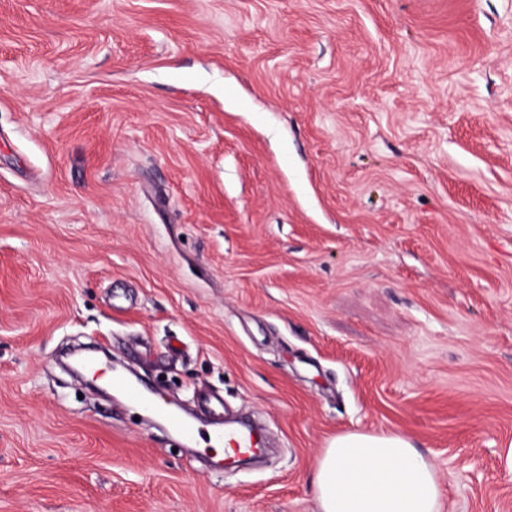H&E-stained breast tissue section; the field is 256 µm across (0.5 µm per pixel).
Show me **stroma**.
I'll return each mask as SVG.
<instances>
[{
    "mask_svg": "<svg viewBox=\"0 0 512 512\" xmlns=\"http://www.w3.org/2000/svg\"><path fill=\"white\" fill-rule=\"evenodd\" d=\"M354 430L512 512V0H0V512H318ZM112 385L120 391L125 392L130 401H142L146 409L154 411L159 418L166 419L175 430L187 438H193L196 435L197 431L195 425L179 417L171 415L167 408L161 406V400L154 401L145 399L143 397L142 391L129 386L127 382L118 375H112ZM211 437L214 442V446L220 447L216 448L219 454L224 450L226 455L230 453L228 451L229 449L234 454L237 451H244L246 448H252L256 443L255 434L252 432H224V430L218 429L211 434Z\"/></svg>",
    "mask_w": 512,
    "mask_h": 512,
    "instance_id": "35a3bbf8",
    "label": "stroma"
}]
</instances>
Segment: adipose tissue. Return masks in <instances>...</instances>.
Returning a JSON list of instances; mask_svg holds the SVG:
<instances>
[{
    "mask_svg": "<svg viewBox=\"0 0 512 512\" xmlns=\"http://www.w3.org/2000/svg\"><path fill=\"white\" fill-rule=\"evenodd\" d=\"M314 485L320 512H441L435 465L396 432L337 434L316 460Z\"/></svg>",
    "mask_w": 512,
    "mask_h": 512,
    "instance_id": "1",
    "label": "adipose tissue"
}]
</instances>
